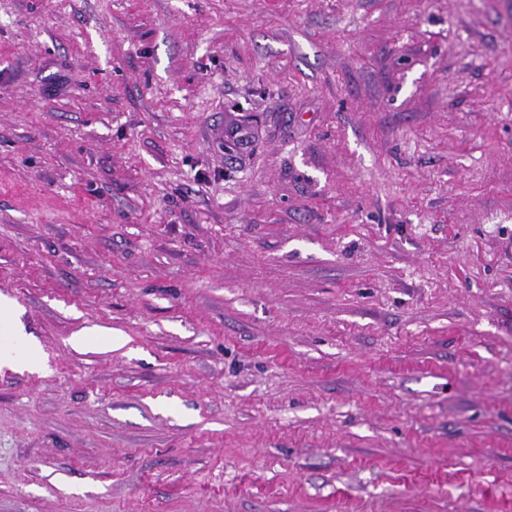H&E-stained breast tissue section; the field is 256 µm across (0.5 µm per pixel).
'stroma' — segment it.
I'll return each mask as SVG.
<instances>
[{
  "label": "stroma",
  "mask_w": 512,
  "mask_h": 512,
  "mask_svg": "<svg viewBox=\"0 0 512 512\" xmlns=\"http://www.w3.org/2000/svg\"><path fill=\"white\" fill-rule=\"evenodd\" d=\"M0 301V512H512V0H0ZM1 334L10 335L21 346V351L17 354L5 353L1 350L0 361L10 363H20L23 366L34 369L38 365L39 353L35 345L30 343L23 332L18 320L12 316L10 319L0 313Z\"/></svg>",
  "instance_id": "stroma-1"
}]
</instances>
